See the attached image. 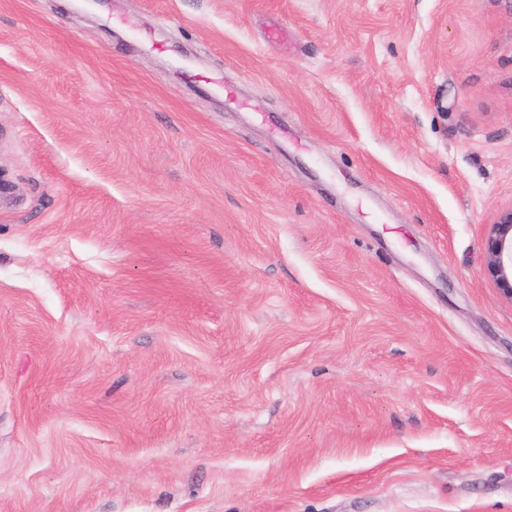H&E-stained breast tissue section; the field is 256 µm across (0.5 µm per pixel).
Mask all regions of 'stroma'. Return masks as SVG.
Returning <instances> with one entry per match:
<instances>
[{
    "label": "stroma",
    "instance_id": "obj_1",
    "mask_svg": "<svg viewBox=\"0 0 512 512\" xmlns=\"http://www.w3.org/2000/svg\"><path fill=\"white\" fill-rule=\"evenodd\" d=\"M0 512H512V0H0ZM486 272L512 303V208L502 212L486 235Z\"/></svg>",
    "mask_w": 512,
    "mask_h": 512
}]
</instances>
